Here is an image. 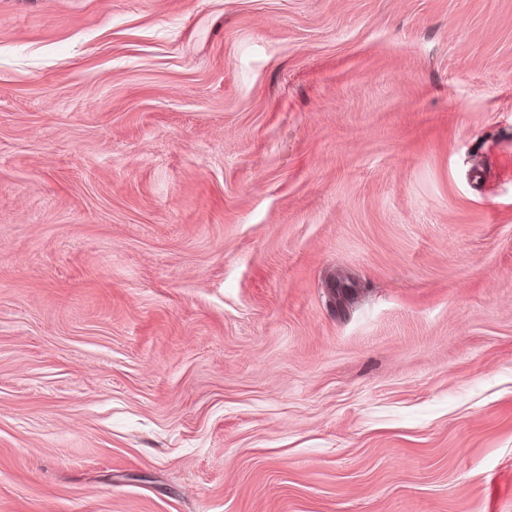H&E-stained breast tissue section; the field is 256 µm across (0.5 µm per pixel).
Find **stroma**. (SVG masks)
Wrapping results in <instances>:
<instances>
[{"mask_svg": "<svg viewBox=\"0 0 512 512\" xmlns=\"http://www.w3.org/2000/svg\"><path fill=\"white\" fill-rule=\"evenodd\" d=\"M508 152L512 0H0V512H512Z\"/></svg>", "mask_w": 512, "mask_h": 512, "instance_id": "stroma-1", "label": "stroma"}]
</instances>
